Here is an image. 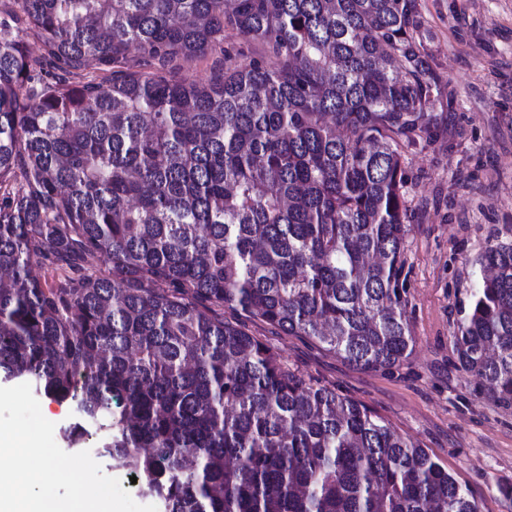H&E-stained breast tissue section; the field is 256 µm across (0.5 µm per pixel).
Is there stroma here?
<instances>
[{
    "mask_svg": "<svg viewBox=\"0 0 512 512\" xmlns=\"http://www.w3.org/2000/svg\"><path fill=\"white\" fill-rule=\"evenodd\" d=\"M419 28L442 92L451 94L445 132L408 149L405 299L414 337L410 358L391 373L362 372L296 336L250 321L288 369L337 388L427 448L467 488L481 512H512V406L487 398L458 363L453 336L481 281L474 264L487 246L512 240V0H417ZM54 438L68 453L96 454L141 505L151 499L129 473L100 456L105 434L76 422L65 404L40 397Z\"/></svg>",
    "mask_w": 512,
    "mask_h": 512,
    "instance_id": "1",
    "label": "stroma"
}]
</instances>
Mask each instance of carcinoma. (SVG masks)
I'll use <instances>...</instances> for the list:
<instances>
[{"label":"carcinoma","instance_id":"carcinoma-1","mask_svg":"<svg viewBox=\"0 0 512 512\" xmlns=\"http://www.w3.org/2000/svg\"><path fill=\"white\" fill-rule=\"evenodd\" d=\"M14 4L0 374L117 429L103 452L164 512H479L419 442L224 319L361 371L411 355L405 148L441 130L416 0ZM228 32L263 53L232 51ZM213 52L217 79L163 74ZM475 265L458 362L511 405L512 242Z\"/></svg>","mask_w":512,"mask_h":512}]
</instances>
